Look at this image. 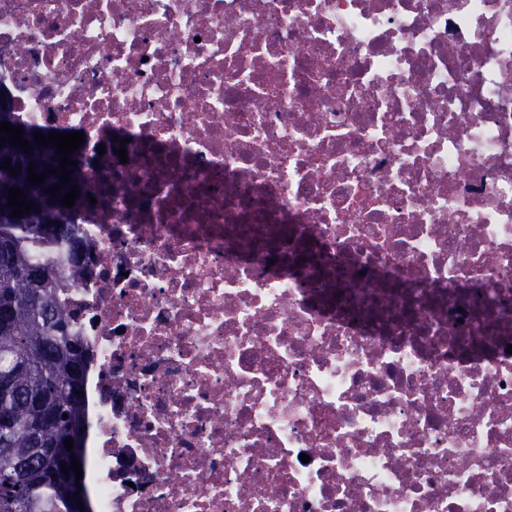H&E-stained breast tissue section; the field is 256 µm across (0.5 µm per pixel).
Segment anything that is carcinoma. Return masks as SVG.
Returning a JSON list of instances; mask_svg holds the SVG:
<instances>
[{
    "mask_svg": "<svg viewBox=\"0 0 512 512\" xmlns=\"http://www.w3.org/2000/svg\"><path fill=\"white\" fill-rule=\"evenodd\" d=\"M35 172L57 168V149L41 146ZM12 159L17 174L0 169V201L9 188L25 197L59 181L50 174L34 186L27 181L28 156L10 143L0 144V164ZM71 208L53 202L32 211L25 224L0 219V512H71L73 488L61 470L82 461L78 449L63 448L74 422L84 424L83 390L86 349L73 331V316L61 292L77 284L70 268L80 271L75 253ZM68 418H63V414Z\"/></svg>",
    "mask_w": 512,
    "mask_h": 512,
    "instance_id": "1",
    "label": "carcinoma"
}]
</instances>
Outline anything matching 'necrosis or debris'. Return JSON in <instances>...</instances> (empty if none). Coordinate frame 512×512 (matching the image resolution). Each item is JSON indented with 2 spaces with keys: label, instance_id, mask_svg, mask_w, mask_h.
<instances>
[{
  "label": "necrosis or debris",
  "instance_id": "necrosis-or-debris-1",
  "mask_svg": "<svg viewBox=\"0 0 512 512\" xmlns=\"http://www.w3.org/2000/svg\"><path fill=\"white\" fill-rule=\"evenodd\" d=\"M0 99L110 188L92 512H512V0H0Z\"/></svg>",
  "mask_w": 512,
  "mask_h": 512
}]
</instances>
